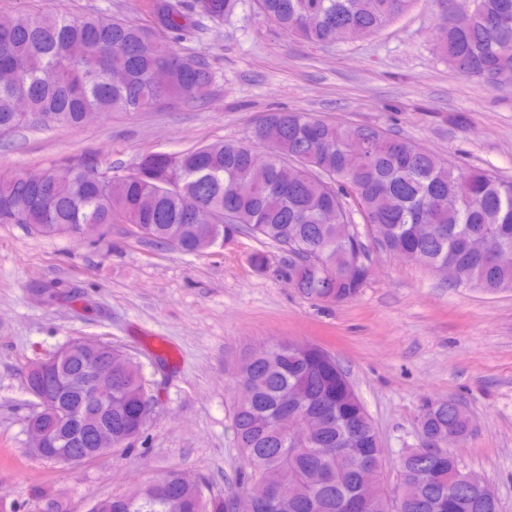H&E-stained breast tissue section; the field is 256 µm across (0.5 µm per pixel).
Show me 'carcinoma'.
<instances>
[{"label": "carcinoma", "instance_id": "cac0c4a2", "mask_svg": "<svg viewBox=\"0 0 512 512\" xmlns=\"http://www.w3.org/2000/svg\"><path fill=\"white\" fill-rule=\"evenodd\" d=\"M235 0H149L152 27L101 14L71 17L55 8L0 19V130L32 125L80 126L88 113L141 112L205 97L213 82L207 62L174 44L207 21L224 20ZM411 0H253L258 13L313 46L366 38ZM444 61L453 71L499 88L512 84V0H475L468 21L441 29ZM119 73L116 82L113 73ZM358 141L364 154L353 156ZM269 162H252L256 146ZM353 198L376 234L347 233ZM233 218L224 220V209ZM328 211L336 223L325 222ZM0 224L78 236L81 224H138L139 236L188 255L222 246L240 234L278 246L294 257L289 277L307 299L354 297L362 279L345 268L357 249L413 253L432 269L443 265L455 286L486 292L512 289V266L493 252L512 248V180L464 171L430 148L373 126H339L308 112L265 115L252 136L178 153H149L138 172L116 176L93 154L66 157L36 172L0 178ZM55 375L63 380L112 357V442L145 428L146 388L141 365L105 344L92 354L67 342ZM232 425L241 453L237 496L252 512H268L267 490L281 483L294 496L278 512H350L362 492L363 470L382 471L379 435L336 360L320 347L267 345L236 371ZM293 406L285 409L286 400ZM89 410L86 436L107 418L87 393L66 396L54 413L60 436L70 431L67 410ZM313 427L300 447L283 416ZM421 434L473 433L466 410L434 399L419 418ZM437 476L414 486L402 512H492L472 489L449 483L461 467L447 451L434 460ZM370 512H392L393 496L380 482ZM203 483L170 471L131 493L112 497V512H225Z\"/></svg>", "mask_w": 512, "mask_h": 512}]
</instances>
